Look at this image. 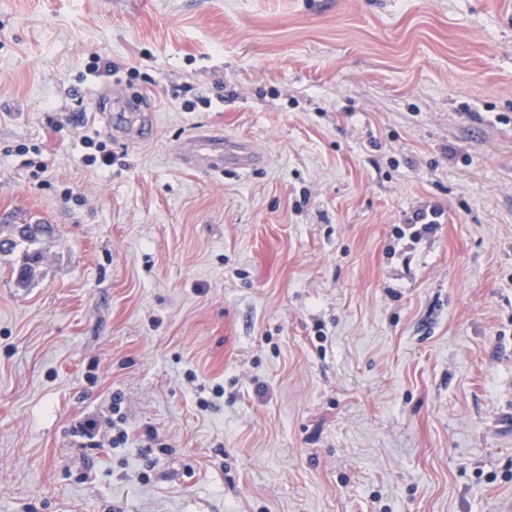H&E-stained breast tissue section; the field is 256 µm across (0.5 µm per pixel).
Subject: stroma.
Returning a JSON list of instances; mask_svg holds the SVG:
<instances>
[{
  "mask_svg": "<svg viewBox=\"0 0 512 512\" xmlns=\"http://www.w3.org/2000/svg\"><path fill=\"white\" fill-rule=\"evenodd\" d=\"M117 87L149 138L106 129ZM205 132L263 167H182ZM22 224L0 512H512V0H0ZM116 395L128 443L81 446ZM85 145H95L97 146V153L87 154L83 158V162L86 166H95L98 169L106 170L112 167L115 162V158L113 157L112 150L107 149V145L99 141L98 145L95 144L92 138L84 139ZM47 231V227L41 224H25L20 232L18 240L8 242V251H13L20 244L27 246L23 258V263L18 269V278L25 279L32 272L34 265L40 258V253L33 246L37 243L38 237Z\"/></svg>",
  "mask_w": 512,
  "mask_h": 512,
  "instance_id": "35a3bbf8",
  "label": "stroma"
}]
</instances>
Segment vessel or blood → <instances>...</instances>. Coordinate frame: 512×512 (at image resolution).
Masks as SVG:
<instances>
[{"mask_svg":"<svg viewBox=\"0 0 512 512\" xmlns=\"http://www.w3.org/2000/svg\"><path fill=\"white\" fill-rule=\"evenodd\" d=\"M107 122L115 136L125 141H138L151 125L152 118L145 98L130 93L121 95L118 111L108 113ZM262 160V155L255 150L218 133L195 135L178 150L180 165L210 174L222 173L228 166L247 171Z\"/></svg>","mask_w":512,"mask_h":512,"instance_id":"b4317fda","label":"vessel or blood"}]
</instances>
